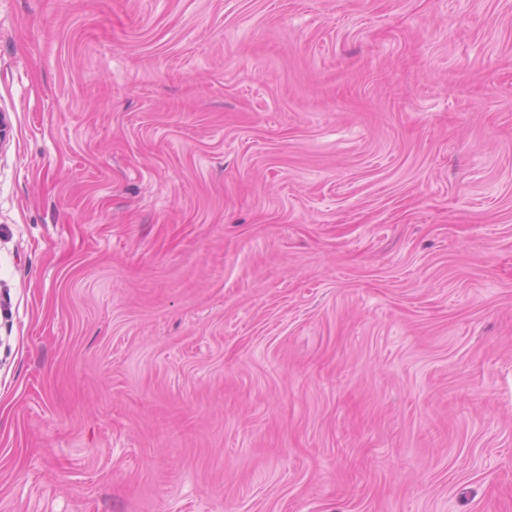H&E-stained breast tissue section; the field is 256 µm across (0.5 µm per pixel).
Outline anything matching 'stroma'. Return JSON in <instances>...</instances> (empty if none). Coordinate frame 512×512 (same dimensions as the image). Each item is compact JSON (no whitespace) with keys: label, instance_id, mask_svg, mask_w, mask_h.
Masks as SVG:
<instances>
[{"label":"stroma","instance_id":"35a3bbf8","mask_svg":"<svg viewBox=\"0 0 512 512\" xmlns=\"http://www.w3.org/2000/svg\"><path fill=\"white\" fill-rule=\"evenodd\" d=\"M0 512H512V0H0Z\"/></svg>","mask_w":512,"mask_h":512}]
</instances>
